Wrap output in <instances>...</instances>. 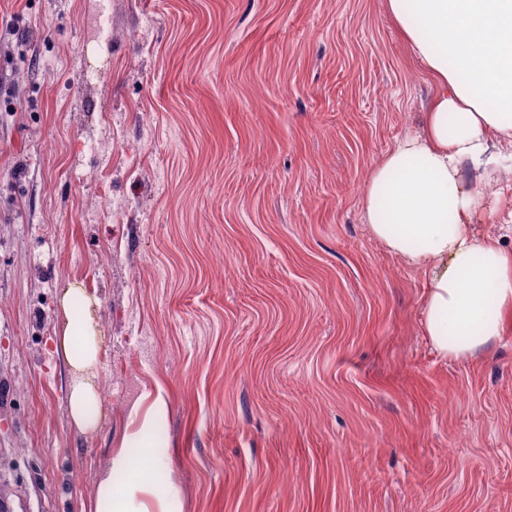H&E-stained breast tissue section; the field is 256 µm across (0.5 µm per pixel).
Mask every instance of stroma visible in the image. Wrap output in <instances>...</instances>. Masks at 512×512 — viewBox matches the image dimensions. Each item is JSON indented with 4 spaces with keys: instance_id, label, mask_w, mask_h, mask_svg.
<instances>
[{
    "instance_id": "1",
    "label": "stroma",
    "mask_w": 512,
    "mask_h": 512,
    "mask_svg": "<svg viewBox=\"0 0 512 512\" xmlns=\"http://www.w3.org/2000/svg\"><path fill=\"white\" fill-rule=\"evenodd\" d=\"M0 80L9 512H87L140 434L180 512H512V325L437 353L363 218L435 93L384 0H0ZM73 283L105 332L85 433ZM80 294L81 288H63L64 322L56 350L71 369L70 417L79 430L87 432L96 428L100 416L101 394L93 378L100 364L103 339L94 316L98 299Z\"/></svg>"
}]
</instances>
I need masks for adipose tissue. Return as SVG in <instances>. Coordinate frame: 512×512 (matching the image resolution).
<instances>
[{"mask_svg":"<svg viewBox=\"0 0 512 512\" xmlns=\"http://www.w3.org/2000/svg\"><path fill=\"white\" fill-rule=\"evenodd\" d=\"M387 13L436 86L422 131L408 133L372 167L362 190L371 234L429 280L422 324L442 356L469 359L512 321V253L478 234L498 215L467 172L495 167L512 148V0H387ZM98 299L68 287L56 349L71 369L69 413L94 430V382L103 339ZM157 488L159 512H177L179 491L145 454L110 458L91 512H149L138 499Z\"/></svg>","mask_w":512,"mask_h":512,"instance_id":"adipose-tissue-1","label":"adipose tissue"}]
</instances>
